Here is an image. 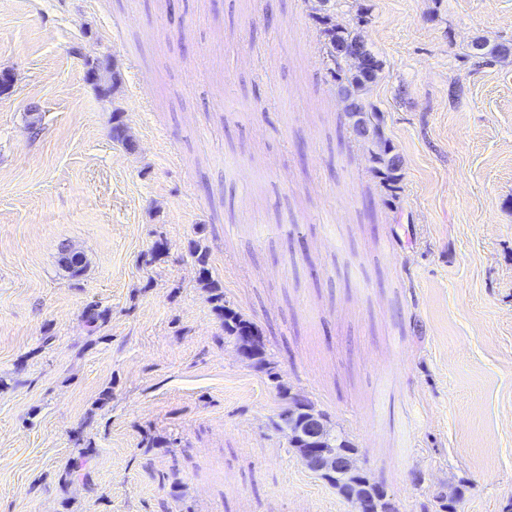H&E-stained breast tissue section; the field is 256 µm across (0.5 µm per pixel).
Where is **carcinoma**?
Returning a JSON list of instances; mask_svg holds the SVG:
<instances>
[{
	"label": "carcinoma",
	"mask_w": 512,
	"mask_h": 512,
	"mask_svg": "<svg viewBox=\"0 0 512 512\" xmlns=\"http://www.w3.org/2000/svg\"><path fill=\"white\" fill-rule=\"evenodd\" d=\"M322 8L313 15L322 38V51L336 57V66L328 69L339 96L346 103L345 121L348 130L360 138L372 136L377 142L378 150L371 153L374 173L381 179L385 188L392 196H397L401 189V174H399L398 156L392 154L390 141L384 137L381 127V117L368 102L367 94L371 86L377 82L382 61L376 60V66L365 68L357 62L348 47L361 39L359 29L367 22V16L358 12L352 23L343 25L336 22V16L331 7L330 0H321ZM196 261L199 265L200 275L207 281L210 289L211 303L224 320V336L239 342L241 336L249 333L260 335L254 322L230 307L224 299V291L218 284L209 280L207 267V254L199 252ZM328 441L336 448L337 454L350 463V468L343 474H321L332 487L348 499L355 494L366 495L376 500L379 512H394L392 503L387 499L384 490L377 484L370 482L364 471L355 465L356 448L351 444L346 433L342 430L330 431Z\"/></svg>",
	"instance_id": "1"
}]
</instances>
